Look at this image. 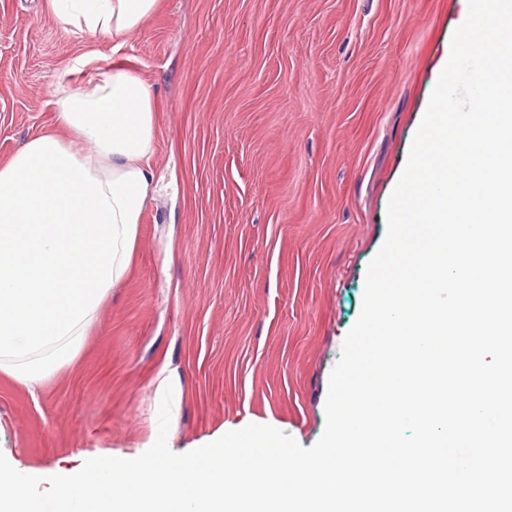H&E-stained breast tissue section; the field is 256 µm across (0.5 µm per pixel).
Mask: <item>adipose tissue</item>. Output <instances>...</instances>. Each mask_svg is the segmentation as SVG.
Segmentation results:
<instances>
[{"label":"adipose tissue","instance_id":"adipose-tissue-1","mask_svg":"<svg viewBox=\"0 0 512 512\" xmlns=\"http://www.w3.org/2000/svg\"><path fill=\"white\" fill-rule=\"evenodd\" d=\"M159 0H44L78 37L122 39ZM54 127L0 166V371L34 389L78 354L95 313L129 269L157 189L150 86L115 66L72 89L53 84ZM94 145L83 154L72 140Z\"/></svg>","mask_w":512,"mask_h":512}]
</instances>
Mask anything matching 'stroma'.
I'll return each mask as SVG.
<instances>
[{
  "label": "stroma",
  "mask_w": 512,
  "mask_h": 512,
  "mask_svg": "<svg viewBox=\"0 0 512 512\" xmlns=\"http://www.w3.org/2000/svg\"><path fill=\"white\" fill-rule=\"evenodd\" d=\"M43 0H0V165L52 128V84L86 45ZM468 0H160L95 42L151 87L158 192L126 277L68 366L30 391L0 373V454L52 476L157 437L228 425L311 447L329 376L387 232L389 198Z\"/></svg>",
  "instance_id": "stroma-1"
}]
</instances>
